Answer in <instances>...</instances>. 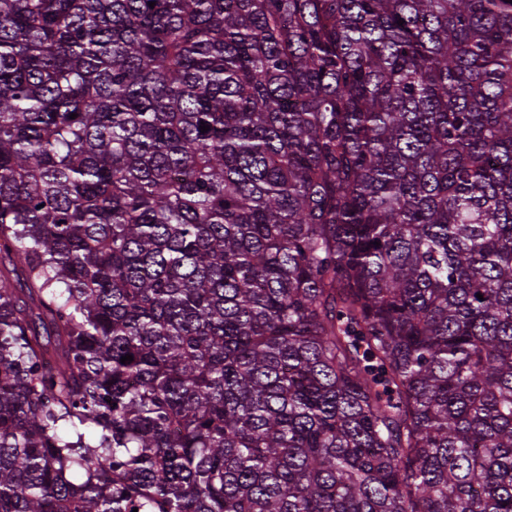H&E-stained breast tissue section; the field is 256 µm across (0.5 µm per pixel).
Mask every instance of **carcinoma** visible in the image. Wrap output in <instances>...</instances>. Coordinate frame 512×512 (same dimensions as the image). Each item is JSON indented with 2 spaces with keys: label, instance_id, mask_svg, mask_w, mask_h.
Returning <instances> with one entry per match:
<instances>
[{
  "label": "carcinoma",
  "instance_id": "1",
  "mask_svg": "<svg viewBox=\"0 0 512 512\" xmlns=\"http://www.w3.org/2000/svg\"><path fill=\"white\" fill-rule=\"evenodd\" d=\"M135 508L512 512L508 0H0V512Z\"/></svg>",
  "mask_w": 512,
  "mask_h": 512
}]
</instances>
